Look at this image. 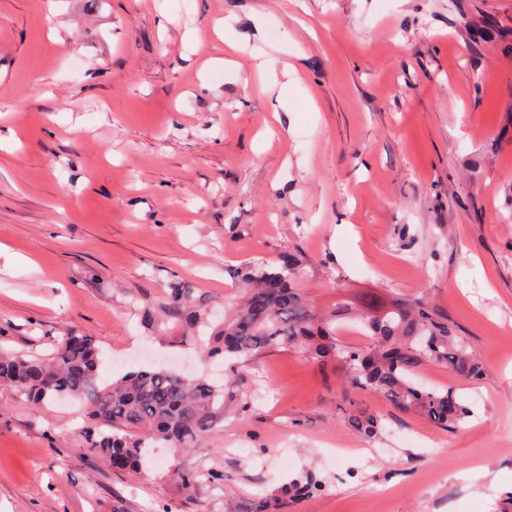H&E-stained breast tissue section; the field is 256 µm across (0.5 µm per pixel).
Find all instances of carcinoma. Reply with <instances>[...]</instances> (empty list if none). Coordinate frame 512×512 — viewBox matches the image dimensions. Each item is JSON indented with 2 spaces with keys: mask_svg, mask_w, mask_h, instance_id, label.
Wrapping results in <instances>:
<instances>
[{
  "mask_svg": "<svg viewBox=\"0 0 512 512\" xmlns=\"http://www.w3.org/2000/svg\"><path fill=\"white\" fill-rule=\"evenodd\" d=\"M305 266L301 254L288 252L274 265L241 269L240 296L213 326L208 353L246 362L265 349L288 345L321 367H333L347 388L375 392L438 428L453 429L468 417L469 409L453 387H429L419 376L426 365L474 381L485 374L444 310L424 297L394 298L385 305L367 291L358 304L339 299L318 312L302 285ZM166 315L191 329L210 325V313L193 309L190 290L179 285L170 288ZM345 320L362 325L363 343L344 342L340 323ZM100 355L95 339L71 329L47 358L1 351L0 384L35 404L67 397L82 400L94 419L88 451L130 470L143 465L147 441L181 452L224 421V389L165 368L132 371L102 387ZM349 424L368 438L382 429L366 412L350 415Z\"/></svg>",
  "mask_w": 512,
  "mask_h": 512,
  "instance_id": "cac0c4a2",
  "label": "carcinoma"
}]
</instances>
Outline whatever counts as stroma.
I'll return each instance as SVG.
<instances>
[{
  "label": "stroma",
  "mask_w": 512,
  "mask_h": 512,
  "mask_svg": "<svg viewBox=\"0 0 512 512\" xmlns=\"http://www.w3.org/2000/svg\"><path fill=\"white\" fill-rule=\"evenodd\" d=\"M511 215L512 0H0V349L45 358L75 329L100 384L224 389L218 431L130 472L87 456L80 402L0 386V512H512ZM287 251L319 311L431 296L485 366L423 371L467 420L284 346L201 360L171 287L220 313ZM297 478L320 491L282 496ZM348 421L357 433L368 438H375L382 429L380 421L372 414L366 412L351 414Z\"/></svg>",
  "instance_id": "stroma-1"
}]
</instances>
